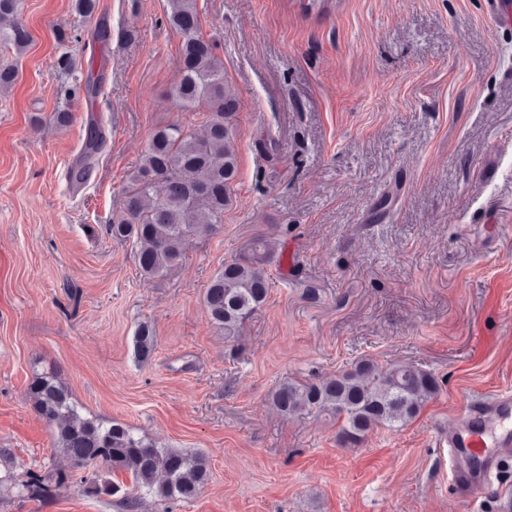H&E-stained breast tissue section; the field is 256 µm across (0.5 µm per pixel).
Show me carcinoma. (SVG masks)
Instances as JSON below:
<instances>
[{
    "instance_id": "1",
    "label": "carcinoma",
    "mask_w": 512,
    "mask_h": 512,
    "mask_svg": "<svg viewBox=\"0 0 512 512\" xmlns=\"http://www.w3.org/2000/svg\"><path fill=\"white\" fill-rule=\"evenodd\" d=\"M167 6L169 24L183 37L180 77L168 96L178 111L202 113L204 133L185 124L158 128L130 176L125 210L109 226L112 237L133 241L138 266L151 278L181 260L187 240L224 224L239 175V99L224 80V63L215 42L201 35L198 0H167ZM110 39L111 32L98 24L95 37L85 45L90 50L87 73L75 81L91 98L102 88V71L94 66L96 48ZM0 44L18 54L29 45L27 29L14 16V0H0ZM105 138L103 124L89 126L84 160L67 172L70 184L85 182ZM284 258L283 244L258 231L211 280L204 306L213 324L224 331L230 352L240 346L246 323L267 300L268 268L281 265ZM156 345L154 328L140 324L134 336L136 360H150ZM439 390L437 377L417 365L363 357L330 377L283 383L271 399L286 417L302 413L329 417L339 424L341 444L357 447L371 430H400ZM29 396L70 468L26 472V479L13 485L20 496L49 498L80 483L95 495L118 498L126 512H139L144 497L169 509L194 498L209 480L210 464L204 455L163 448L122 422L82 415L57 372L35 374ZM118 472L131 475L132 489L109 478Z\"/></svg>"
}]
</instances>
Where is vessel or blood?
<instances>
[{
	"label": "vessel or blood",
	"instance_id": "obj_1",
	"mask_svg": "<svg viewBox=\"0 0 512 512\" xmlns=\"http://www.w3.org/2000/svg\"><path fill=\"white\" fill-rule=\"evenodd\" d=\"M442 444L448 447V475L458 499L472 502L492 488L490 477L512 460V394L482 393L450 415Z\"/></svg>",
	"mask_w": 512,
	"mask_h": 512
}]
</instances>
